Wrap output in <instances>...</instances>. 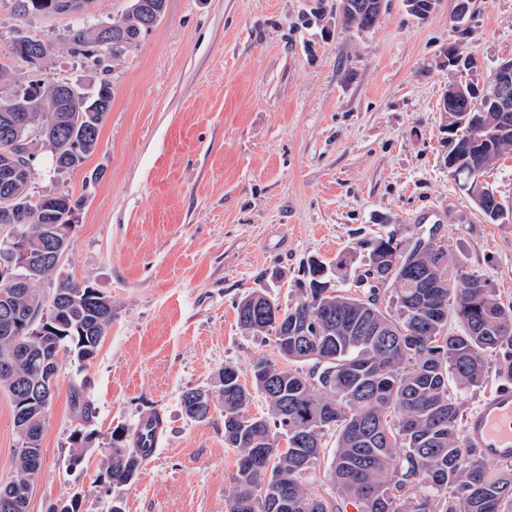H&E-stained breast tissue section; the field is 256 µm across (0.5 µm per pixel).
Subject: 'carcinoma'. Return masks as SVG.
<instances>
[{
  "label": "carcinoma",
  "mask_w": 512,
  "mask_h": 512,
  "mask_svg": "<svg viewBox=\"0 0 512 512\" xmlns=\"http://www.w3.org/2000/svg\"><path fill=\"white\" fill-rule=\"evenodd\" d=\"M127 11L112 18V42L99 38L89 23L70 31V50L96 65L116 66L162 18L166 0H129ZM356 0H336L347 27L374 28L377 11L360 12ZM61 0H19L23 14L57 15ZM12 98L31 105L28 112H0V129L16 117L25 122L22 138L32 149L81 165L99 143L102 124L112 107V87L101 81L87 95L72 82L33 79L21 83ZM448 124L464 123L457 138L456 180L469 191L471 177H482L493 161L512 151V118L501 129L498 113L476 104L468 112L446 113ZM17 146L0 136V227L26 244L31 270L20 288L0 280V389L12 402L18 435L16 476L0 484V512H27L42 465L47 411L56 392L59 358L72 355L86 364L98 353L112 324V300L90 285L61 280L51 297L38 284L57 266L46 254L56 229L77 227L85 196L69 194L33 200L19 195L26 176L16 167ZM412 260L428 270L440 287L421 297L399 277ZM307 288L295 305L282 308L264 290L254 289L238 302L237 324L257 336L272 337L286 368L270 358L251 367L252 388L268 403V415L251 416V392L238 368L227 364L219 374L218 396L199 389L183 393L186 415L197 421L224 417V443L237 454L227 512H271L272 496L285 497L288 512H512V469L492 471L472 448L462 447L455 428L458 405L448 378L462 388H478L485 379L484 356H498V374L512 382V303L504 304L478 277L460 271L448 278V247L406 251L394 238L373 241L365 280L370 294L344 293L334 287L332 270L322 262L307 265ZM393 287L392 305L380 306L378 289ZM334 315L330 330L319 316ZM47 316L42 332L32 335L27 319ZM458 330L448 332V314ZM311 364L308 371L300 368ZM328 411L330 418L306 438L297 427ZM336 433L329 477L340 501L325 499L309 487L307 475L320 459L322 440ZM286 438L279 449L277 438ZM93 433L73 434L72 465L83 460ZM123 430L111 432V447L101 461L103 480L120 488L133 482L151 454L128 448Z\"/></svg>",
  "instance_id": "obj_1"
}]
</instances>
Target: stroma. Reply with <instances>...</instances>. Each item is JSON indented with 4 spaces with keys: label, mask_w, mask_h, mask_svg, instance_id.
Wrapping results in <instances>:
<instances>
[{
    "label": "stroma",
    "mask_w": 512,
    "mask_h": 512,
    "mask_svg": "<svg viewBox=\"0 0 512 512\" xmlns=\"http://www.w3.org/2000/svg\"><path fill=\"white\" fill-rule=\"evenodd\" d=\"M439 0L423 20L404 0H383L373 30L345 28L336 0H166L163 17L103 73L69 50L71 15L19 16L0 0V56L14 38L49 44L48 60L11 64L19 81L66 78L112 84L99 147L57 171L40 153L30 193L86 195L54 276L90 285L112 301V324L89 365L59 359L47 411L43 462L28 512L79 495L81 512H226L237 470L224 419H189L181 395L215 390L224 365L251 381V365L275 357L271 340L236 321L242 296L262 288L296 304L309 259L332 264L338 289H354L370 243L403 248L435 238L448 272L464 270L512 303V220L488 222L448 171L440 102L453 76L443 52L474 54L477 80L512 57V0ZM101 172L90 183L92 172ZM445 224H418L427 211ZM93 412L83 424L74 390ZM164 431L137 480H101L114 428L147 410ZM93 439L68 464L72 434ZM18 436L0 390V482L15 474Z\"/></svg>",
    "instance_id": "35a3bbf8"
}]
</instances>
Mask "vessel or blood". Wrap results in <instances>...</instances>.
Masks as SVG:
<instances>
[{
  "label": "vessel or blood",
  "mask_w": 512,
  "mask_h": 512,
  "mask_svg": "<svg viewBox=\"0 0 512 512\" xmlns=\"http://www.w3.org/2000/svg\"><path fill=\"white\" fill-rule=\"evenodd\" d=\"M163 428L160 412L141 414L134 427L135 446L156 447ZM464 447L478 451L484 459L512 464V388H497L466 418Z\"/></svg>",
  "instance_id": "1"
}]
</instances>
